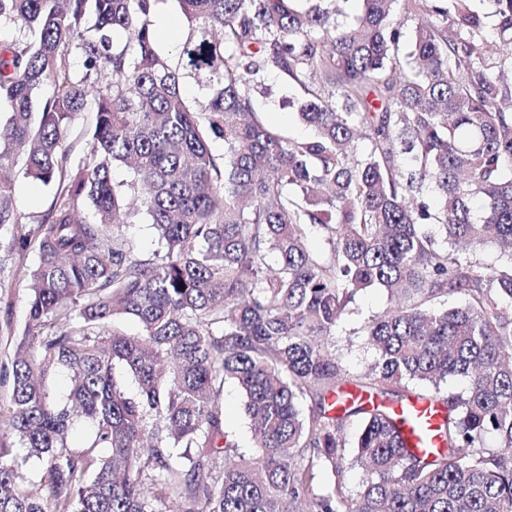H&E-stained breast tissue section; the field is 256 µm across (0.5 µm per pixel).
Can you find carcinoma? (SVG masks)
I'll return each instance as SVG.
<instances>
[{
    "label": "carcinoma",
    "instance_id": "obj_1",
    "mask_svg": "<svg viewBox=\"0 0 512 512\" xmlns=\"http://www.w3.org/2000/svg\"><path fill=\"white\" fill-rule=\"evenodd\" d=\"M176 2L189 32L169 55L159 0H0V232L7 256H39L19 269L0 512H512V0H359L352 24L335 0ZM270 73L303 91L309 137L259 117ZM21 176L50 190L46 210L13 206ZM143 219L148 257L123 231ZM489 244L508 261L456 254ZM375 287L393 301L349 382L332 336ZM451 377L464 391L442 392ZM228 381L252 454L225 427ZM413 397L446 411L442 447L405 446L389 405Z\"/></svg>",
    "mask_w": 512,
    "mask_h": 512
}]
</instances>
